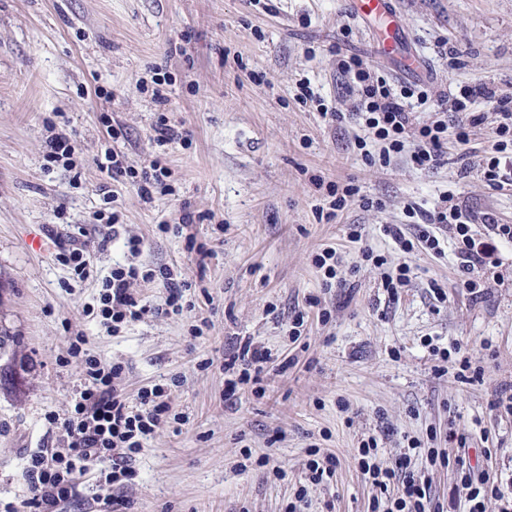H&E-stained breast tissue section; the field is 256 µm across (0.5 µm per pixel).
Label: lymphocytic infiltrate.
I'll return each instance as SVG.
<instances>
[{"mask_svg": "<svg viewBox=\"0 0 512 512\" xmlns=\"http://www.w3.org/2000/svg\"><path fill=\"white\" fill-rule=\"evenodd\" d=\"M338 70L353 76L359 85L356 115L379 143L378 154H366L367 162L388 164L392 155L401 153L406 144H413V164L421 169L437 167L448 141L468 145L484 121L483 113L475 104L485 100L495 105L498 118L496 138L490 149L481 156L478 167L487 186L501 189L512 186V159L504 160L507 148L512 147V93L479 83L461 87L448 101V109L455 114L454 122L434 119L414 122V106L431 101V91L423 84L393 88L385 78L375 76L357 57L341 59ZM110 177H122L136 183L143 196L162 186L168 174L160 160H153L140 170L123 166L116 157H109L103 165ZM409 218L421 221L413 236H406L401 227L389 228L392 238L404 253L424 248L440 253L439 238L431 234L429 225L448 228L458 245L463 284L472 295H480L488 286L487 270L497 264V244L512 242V224L499 223L490 213H478L456 195H448L443 206L431 212L407 207ZM484 225L487 233L476 238L473 225ZM161 282L165 291L163 315L182 314L188 303L184 293L187 281L174 277L166 269H141L137 265L118 266L101 282L94 318L113 331L123 325L141 320L148 312L133 290L134 283ZM84 334L68 340L64 365H76L81 373L80 388L75 395L73 410L67 417L49 416L52 427L64 431L65 437L56 446L40 448L26 456L24 468L28 496L22 504L11 502L0 506V512H57L58 506L75 493L80 476L93 465L106 462L110 470L105 476L112 494L105 501L109 512H128L129 501L123 489L133 472L130 463L139 454L144 440L172 417V406L163 386L141 388L135 398L124 392L125 366L116 361L105 363L92 355ZM271 360L268 350L251 345L241 346L224 360L229 377L225 382V398H233L240 386L261 382L264 367ZM378 446L376 438L364 440L358 448L357 464L367 475L372 496L369 512H444L443 503L435 499L428 476L416 468L413 452L421 448L412 442L409 452L403 453L389 468L379 467L374 461ZM426 451V461L432 467H455L456 482L452 489V503H465L468 512H485V501L501 496L502 491L488 470L465 464L462 456L451 457L439 448Z\"/></svg>", "mask_w": 512, "mask_h": 512, "instance_id": "1", "label": "lymphocytic infiltrate"}]
</instances>
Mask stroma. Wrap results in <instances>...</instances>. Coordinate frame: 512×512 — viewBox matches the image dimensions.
Returning <instances> with one entry per match:
<instances>
[{
	"mask_svg": "<svg viewBox=\"0 0 512 512\" xmlns=\"http://www.w3.org/2000/svg\"><path fill=\"white\" fill-rule=\"evenodd\" d=\"M348 0H0V327L17 341L25 396L0 389V500L26 495L24 463L50 445L48 414L67 416L80 384L61 366L67 340L89 339L92 354L127 366L128 396L162 384L181 423L158 429L132 463L129 512H286L304 478L310 446L336 457L334 476L310 487L302 512H368L372 495L354 457L378 440L377 461L392 465L410 440L435 435L456 453L465 436L470 463L482 464L512 493V414L490 402L512 385V242L482 298L463 286L458 249H420L411 281L389 298L361 246L400 258L385 227L403 226L406 204L433 210L447 192L474 210L512 224V189L483 181L478 157L495 139L492 103L466 146L449 144L441 164L413 167L406 157L367 164L356 145L350 78L336 55H358L376 73L396 63ZM405 48L424 66L409 83L430 84L434 99L486 83L512 90V0H394ZM165 77V104L153 76ZM321 97L303 103L302 82ZM346 113L329 123L323 110ZM189 137L156 145L158 114ZM66 131L72 168L47 165L51 129ZM141 168L161 157L168 194L141 196L99 166L107 149ZM350 182L330 222L311 176ZM373 200L363 208L361 198ZM191 212L198 263L183 236L161 232ZM363 228V244L348 237ZM86 238L87 278L30 252L26 237ZM143 242L140 264L180 272L194 304L180 316H145L112 334L85 310L100 280L131 260L124 239ZM341 259L342 287L327 289L313 262L322 249ZM446 298L434 300L430 280ZM332 312L329 322L319 308ZM306 314L291 341L288 318ZM268 349L264 394L224 398V357L239 343ZM460 348L482 366V381L458 379L457 364L434 373L433 348Z\"/></svg>",
	"mask_w": 512,
	"mask_h": 512,
	"instance_id": "1",
	"label": "stroma"
}]
</instances>
